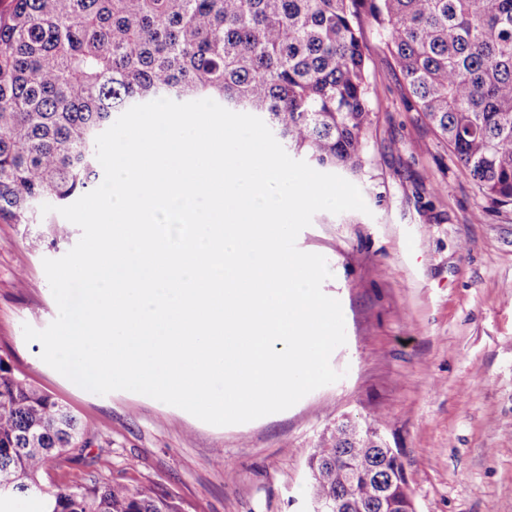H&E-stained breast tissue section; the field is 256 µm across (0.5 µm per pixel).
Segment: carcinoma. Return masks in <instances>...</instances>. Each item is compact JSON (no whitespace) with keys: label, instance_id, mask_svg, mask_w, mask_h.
<instances>
[{"label":"carcinoma","instance_id":"cac0c4a2","mask_svg":"<svg viewBox=\"0 0 512 512\" xmlns=\"http://www.w3.org/2000/svg\"><path fill=\"white\" fill-rule=\"evenodd\" d=\"M382 33L408 99L493 203L512 205V0H9L0 9V222L62 223L99 178L92 146L117 112L210 98L264 115L321 168L356 169L370 124L358 5ZM385 418L346 417L305 461L310 497L337 512H409ZM82 421L0 355V499L40 512H183L157 486L47 489V466L85 439Z\"/></svg>","mask_w":512,"mask_h":512}]
</instances>
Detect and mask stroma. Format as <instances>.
Listing matches in <instances>:
<instances>
[{
    "label": "stroma",
    "instance_id": "stroma-1",
    "mask_svg": "<svg viewBox=\"0 0 512 512\" xmlns=\"http://www.w3.org/2000/svg\"><path fill=\"white\" fill-rule=\"evenodd\" d=\"M371 124L362 164L342 176L367 212L314 215L297 238L332 272L346 343L342 377L288 410L216 427L148 396L74 385L26 342L58 309L43 261L80 239L0 223V354L79 415L86 463L59 459L47 487L90 470L167 488L184 512H308L305 449L345 416L379 412L418 512H512V205L485 199L446 144L408 109L383 38L364 28ZM109 454H100L99 433Z\"/></svg>",
    "mask_w": 512,
    "mask_h": 512
}]
</instances>
